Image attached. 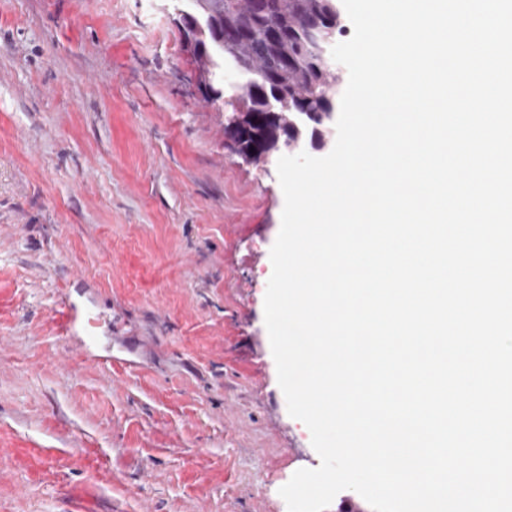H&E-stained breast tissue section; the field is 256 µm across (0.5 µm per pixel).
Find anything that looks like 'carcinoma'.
<instances>
[{"instance_id":"carcinoma-1","label":"carcinoma","mask_w":512,"mask_h":512,"mask_svg":"<svg viewBox=\"0 0 512 512\" xmlns=\"http://www.w3.org/2000/svg\"><path fill=\"white\" fill-rule=\"evenodd\" d=\"M183 47L208 102L223 98L224 68L245 79L230 103L249 127L245 147L271 158L292 141L319 147L345 76L331 58L345 31L339 0H173Z\"/></svg>"}]
</instances>
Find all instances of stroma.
Instances as JSON below:
<instances>
[{
  "mask_svg": "<svg viewBox=\"0 0 512 512\" xmlns=\"http://www.w3.org/2000/svg\"><path fill=\"white\" fill-rule=\"evenodd\" d=\"M225 118L161 0H0V512H287L319 466L264 321L277 165ZM92 326V319L83 309L75 305L66 307L62 322V330L65 334L76 331H84L87 336H83V342L88 346L90 343L89 327Z\"/></svg>",
  "mask_w": 512,
  "mask_h": 512,
  "instance_id": "35a3bbf8",
  "label": "stroma"
}]
</instances>
